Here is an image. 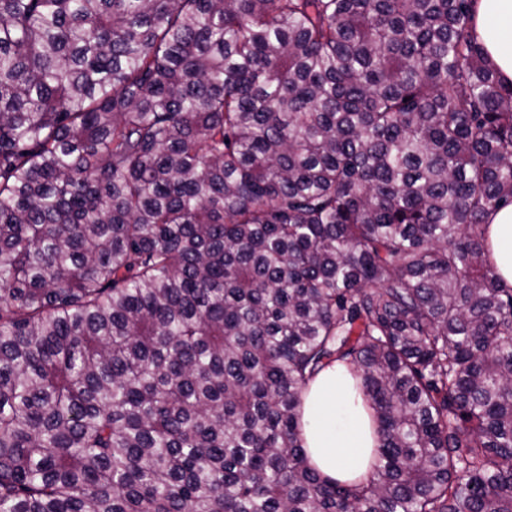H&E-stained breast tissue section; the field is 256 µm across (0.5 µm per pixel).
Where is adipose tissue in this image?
<instances>
[{
	"instance_id": "obj_1",
	"label": "adipose tissue",
	"mask_w": 512,
	"mask_h": 512,
	"mask_svg": "<svg viewBox=\"0 0 512 512\" xmlns=\"http://www.w3.org/2000/svg\"><path fill=\"white\" fill-rule=\"evenodd\" d=\"M473 24L503 81L512 84V0H476ZM488 238L497 271L512 286V206L491 215ZM301 423L312 467L341 482L370 471L378 437L348 367L333 364L310 382Z\"/></svg>"
}]
</instances>
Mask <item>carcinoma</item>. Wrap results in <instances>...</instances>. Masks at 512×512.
Returning a JSON list of instances; mask_svg holds the SVG:
<instances>
[{
	"instance_id": "1",
	"label": "carcinoma",
	"mask_w": 512,
	"mask_h": 512,
	"mask_svg": "<svg viewBox=\"0 0 512 512\" xmlns=\"http://www.w3.org/2000/svg\"><path fill=\"white\" fill-rule=\"evenodd\" d=\"M474 2L0 0V512H512ZM334 363L349 484L300 438ZM301 423L312 467L341 482H352L370 471L378 437L348 367L334 363L310 382Z\"/></svg>"
}]
</instances>
